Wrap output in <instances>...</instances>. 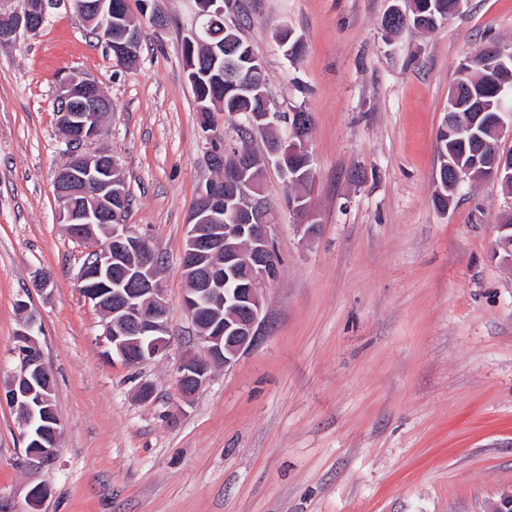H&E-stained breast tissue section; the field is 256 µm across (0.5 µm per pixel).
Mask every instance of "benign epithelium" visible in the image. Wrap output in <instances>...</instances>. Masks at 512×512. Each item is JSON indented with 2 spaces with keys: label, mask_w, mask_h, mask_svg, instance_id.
<instances>
[{
  "label": "benign epithelium",
  "mask_w": 512,
  "mask_h": 512,
  "mask_svg": "<svg viewBox=\"0 0 512 512\" xmlns=\"http://www.w3.org/2000/svg\"><path fill=\"white\" fill-rule=\"evenodd\" d=\"M198 11L195 27L185 38L183 53L188 81H199L200 62L194 50L206 46L208 56L222 60L228 75L241 67L236 59L238 45L230 38L225 42H209V26L224 17V0H196ZM50 0H0V44L16 40L20 32L35 35L49 14ZM86 11L102 17L109 25L106 36L118 59L135 58L140 39L139 28L122 14L112 0H89ZM480 54L505 67L512 63V52L493 44L480 49ZM263 105L262 111L247 114V137L267 136L281 121L280 112L271 104L267 92L255 87ZM108 100L98 82L72 78L63 82L57 94L58 124L69 147L68 164L55 177L54 188L61 222L70 235L92 244V274L81 269L79 284L84 296L104 312L108 321L103 336L112 354L128 365H140L165 354L169 344V305L159 279L161 257L131 225H109L107 240H99L95 225L105 223L112 215L121 214L124 204V180L114 160L102 153H87L82 146L101 132L100 110ZM512 139V114L501 111L493 126L490 175L512 180V154L502 150L504 137ZM310 133L276 145L264 142V148L245 153L230 145L224 152L209 151L211 168L220 170L217 179L201 186L199 195L204 205L193 208L188 224L182 257L189 281L183 306L197 328L196 339L204 355H186L177 368L178 382L185 395L195 393L205 382L212 366H229L237 357L257 346L264 322L263 290L272 280L269 256L274 245L276 225L264 201L258 197L252 175L275 165L287 184L296 180L288 160L303 157L312 161ZM473 167H450L448 180L453 189L473 178ZM75 180L95 187L93 198L85 208L75 210L67 197L66 187ZM288 212L302 239L315 235L309 205L298 196L291 199ZM244 275L245 285L232 293L224 291V279ZM24 314L23 330L18 333L15 350L18 369L8 384L0 388V401L18 408L23 415L20 437L25 443L26 460L39 469L52 460L58 450L61 422L51 398L54 386L42 353L33 338L37 319L25 300L17 302ZM45 483L30 486L26 512H41L47 497Z\"/></svg>",
  "instance_id": "obj_1"
}]
</instances>
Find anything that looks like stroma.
Masks as SVG:
<instances>
[{"label":"stroma","mask_w":512,"mask_h":512,"mask_svg":"<svg viewBox=\"0 0 512 512\" xmlns=\"http://www.w3.org/2000/svg\"><path fill=\"white\" fill-rule=\"evenodd\" d=\"M406 5L225 8L278 110L313 116L320 231L301 240L268 169L281 263L262 339L188 399L176 369L201 348L182 307V256L213 175L181 47L195 0H128L142 32L131 66L67 5L37 35L0 45V384L17 367L23 299L62 430L54 459L31 470L19 412L0 403V512H25L38 481L49 489L41 512H489L512 490V262L494 250L512 189L490 177L465 182L447 210L432 198L457 67L488 43L512 48V0H467L433 30L385 35L383 17ZM285 27L305 45L294 60L276 38ZM72 77L95 79L111 100L85 150L112 156L127 224L163 257L170 346L138 366L106 356V317L78 282L90 246L58 218L67 155L56 95Z\"/></svg>","instance_id":"obj_1"}]
</instances>
